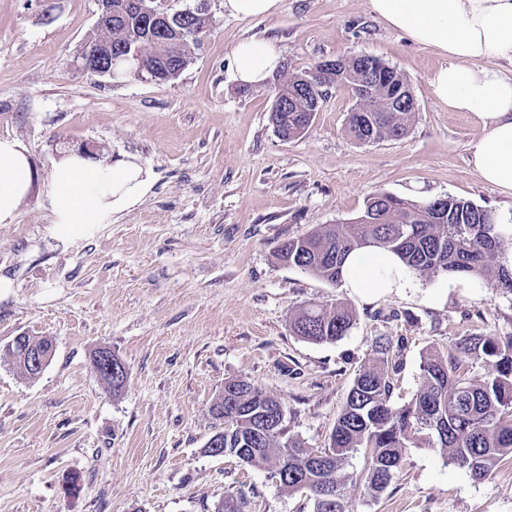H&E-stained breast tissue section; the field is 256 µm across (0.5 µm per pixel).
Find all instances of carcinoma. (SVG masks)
Returning <instances> with one entry per match:
<instances>
[{
	"mask_svg": "<svg viewBox=\"0 0 512 512\" xmlns=\"http://www.w3.org/2000/svg\"><path fill=\"white\" fill-rule=\"evenodd\" d=\"M129 2L111 0L112 22L97 26L88 43L110 45L117 55L126 49L135 51L145 65L143 73L155 81L176 78L191 59L195 36L208 26L207 9L200 6L186 24L159 33L146 29L145 15ZM367 69L365 59H350L337 71L322 72L318 85L344 84L353 92ZM384 71L387 80L376 83L370 98L360 104L372 122L361 124L356 113L349 115L347 132L357 141L399 139L408 132L414 111L393 105L394 90L408 82L392 66L384 65ZM307 75V70L278 74L275 95L296 98L287 111L271 114L284 138L299 136L308 110L314 107L304 89ZM377 197L374 193L367 199L360 220L324 224L289 240L277 250V259L336 284L342 280L349 253L379 248L398 255L412 274L466 276L480 283L493 276L497 287L512 295V269L489 265L490 259L512 248V233L500 231L499 219L489 221L494 211L449 196L442 203L448 208V222L432 224L422 218V201L399 197L382 206L374 202ZM355 321L353 312L343 305L331 310L311 306L293 316L290 330L312 343H330L345 336ZM7 355L21 376L36 377L17 347L8 346ZM469 363L484 364L488 373L479 379L467 377ZM396 371L387 347L360 370L336 419L329 448L318 451L325 455L318 463L313 461L317 451L287 435L283 404L244 377L225 380L224 405L211 406V414L224 422V448L232 456L267 470L285 491L308 493L313 512H347L346 466L361 449L366 463L358 480L370 496L388 487L410 447L440 449L445 464L465 468L476 481L491 476L497 464L512 455V336H463L446 354L426 350L419 389L399 408L391 403ZM246 504L244 495L231 493L216 512H245Z\"/></svg>",
	"mask_w": 512,
	"mask_h": 512,
	"instance_id": "obj_1",
	"label": "carcinoma"
}]
</instances>
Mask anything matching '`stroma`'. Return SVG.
Masks as SVG:
<instances>
[{"instance_id":"1","label":"stroma","mask_w":512,"mask_h":512,"mask_svg":"<svg viewBox=\"0 0 512 512\" xmlns=\"http://www.w3.org/2000/svg\"><path fill=\"white\" fill-rule=\"evenodd\" d=\"M207 5L213 21L190 64L158 82L81 68L99 0H0V137L20 140L36 172L13 223L0 224V276L11 282L0 291V512H215L237 491L252 512H313L263 468L206 453L225 380L248 378L280 400L289 435L320 449L379 344L400 364L399 407L418 390L425 349L512 336V295L492 281L455 288L448 275L420 277L370 298L275 257L285 241L352 221L376 192L449 195L512 215V193L470 166L478 121L434 95L445 58L387 27L369 0H281L276 13L246 19L224 0ZM251 38L273 41L293 72L358 54L397 68L417 102L407 134L353 140L354 101L334 85L306 133L283 139L271 85L231 79L232 51ZM83 145L138 157L155 178L139 205L64 244L51 232L48 187L61 154ZM340 302L356 314L340 340L291 333L302 307ZM21 334L54 344L33 380L5 352ZM101 347L126 365L119 394L94 373ZM70 474L82 478L74 496L62 489ZM346 496L351 512H512V459L478 482L438 449L409 448L384 492L352 481Z\"/></svg>"}]
</instances>
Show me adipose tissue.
<instances>
[{"label":"adipose tissue","instance_id":"obj_1","mask_svg":"<svg viewBox=\"0 0 512 512\" xmlns=\"http://www.w3.org/2000/svg\"><path fill=\"white\" fill-rule=\"evenodd\" d=\"M372 13L417 44L448 58L432 79L437 100L454 112L473 113L481 135L470 146V163L485 183L512 190V76L499 61L512 63V0H369ZM234 82L257 87L279 69V49L248 39L234 50ZM35 172L18 139L0 138V224L12 223ZM153 182L136 158L109 162L77 152L55 167L48 195L52 233L68 242L91 235L115 214L136 207ZM343 283L358 294H385L412 287L408 270L392 252L352 253Z\"/></svg>","mask_w":512,"mask_h":512}]
</instances>
